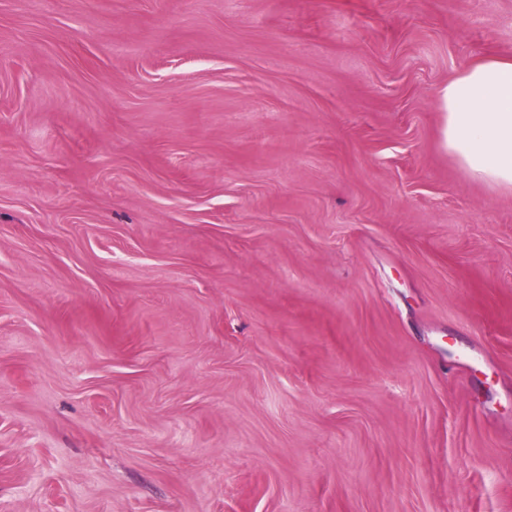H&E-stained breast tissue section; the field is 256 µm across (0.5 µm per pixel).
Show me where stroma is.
I'll use <instances>...</instances> for the list:
<instances>
[{
	"label": "stroma",
	"mask_w": 512,
	"mask_h": 512,
	"mask_svg": "<svg viewBox=\"0 0 512 512\" xmlns=\"http://www.w3.org/2000/svg\"><path fill=\"white\" fill-rule=\"evenodd\" d=\"M488 54L512 0H0V512H512ZM440 101L445 145L466 177L512 192V57L472 60Z\"/></svg>",
	"instance_id": "35a3bbf8"
}]
</instances>
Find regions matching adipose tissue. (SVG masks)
I'll use <instances>...</instances> for the list:
<instances>
[{
	"mask_svg": "<svg viewBox=\"0 0 512 512\" xmlns=\"http://www.w3.org/2000/svg\"><path fill=\"white\" fill-rule=\"evenodd\" d=\"M440 101L445 145L466 177L512 192V57L472 60Z\"/></svg>",
	"mask_w": 512,
	"mask_h": 512,
	"instance_id": "ef3b65f1",
	"label": "adipose tissue"
}]
</instances>
